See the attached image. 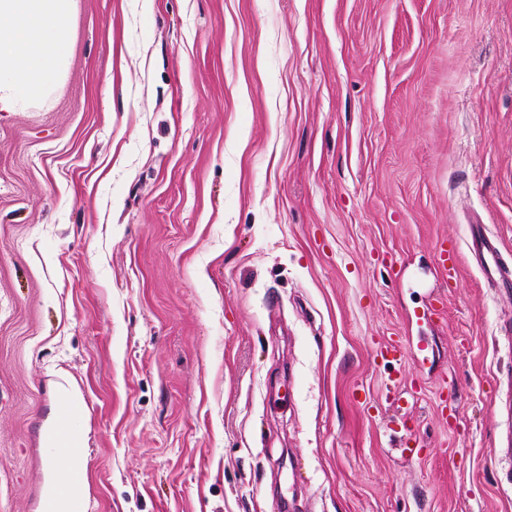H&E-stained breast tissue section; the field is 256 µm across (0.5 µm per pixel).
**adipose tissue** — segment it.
Here are the masks:
<instances>
[{
	"instance_id": "adipose-tissue-1",
	"label": "adipose tissue",
	"mask_w": 512,
	"mask_h": 512,
	"mask_svg": "<svg viewBox=\"0 0 512 512\" xmlns=\"http://www.w3.org/2000/svg\"><path fill=\"white\" fill-rule=\"evenodd\" d=\"M72 0H0V112L40 96L69 52Z\"/></svg>"
}]
</instances>
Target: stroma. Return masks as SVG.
I'll return each mask as SVG.
<instances>
[{"label": "stroma", "instance_id": "35a3bbf8", "mask_svg": "<svg viewBox=\"0 0 512 512\" xmlns=\"http://www.w3.org/2000/svg\"><path fill=\"white\" fill-rule=\"evenodd\" d=\"M70 35L0 112V512H42L70 391L91 512H512V296L467 249L512 268V0H73ZM470 250L474 261L485 274L489 283L499 288L512 282V275L505 273L498 264L500 247L492 239L472 234Z\"/></svg>", "mask_w": 512, "mask_h": 512}]
</instances>
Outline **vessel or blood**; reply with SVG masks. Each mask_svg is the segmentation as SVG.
I'll return each instance as SVG.
<instances>
[{
    "label": "vessel or blood",
    "instance_id": "1",
    "mask_svg": "<svg viewBox=\"0 0 512 512\" xmlns=\"http://www.w3.org/2000/svg\"><path fill=\"white\" fill-rule=\"evenodd\" d=\"M470 250L489 283L498 287L512 282V275L505 273L498 264L500 247L497 242L479 235L473 237ZM85 415L86 408L81 402H61L57 407L53 426L43 438L44 447L68 450L69 466L56 493L45 497L42 512H89L79 429Z\"/></svg>",
    "mask_w": 512,
    "mask_h": 512
}]
</instances>
